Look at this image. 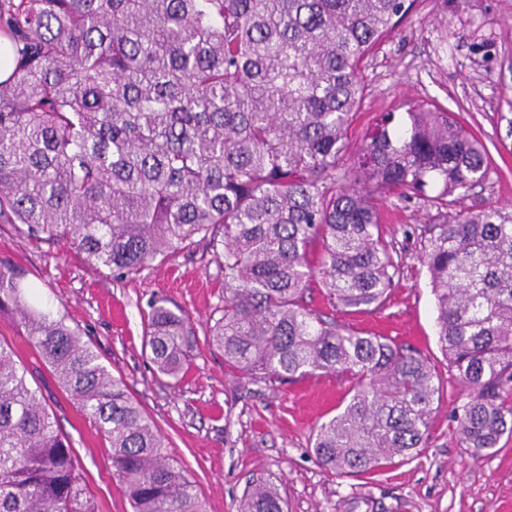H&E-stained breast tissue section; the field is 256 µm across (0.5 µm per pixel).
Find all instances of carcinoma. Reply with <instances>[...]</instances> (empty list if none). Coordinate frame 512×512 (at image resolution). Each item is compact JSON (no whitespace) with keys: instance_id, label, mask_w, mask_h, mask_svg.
Returning a JSON list of instances; mask_svg holds the SVG:
<instances>
[{"instance_id":"carcinoma-1","label":"carcinoma","mask_w":512,"mask_h":512,"mask_svg":"<svg viewBox=\"0 0 512 512\" xmlns=\"http://www.w3.org/2000/svg\"><path fill=\"white\" fill-rule=\"evenodd\" d=\"M415 0H0L12 70L0 81V221L63 242L119 279L203 246L224 271L208 343L255 382L349 378L345 407L314 454L364 474L427 445L435 375L420 352L365 336L306 305L318 283L336 309L383 305L399 262L378 190L436 209L422 262L438 342L467 401L454 412L474 459L512 435V214L448 216L489 176L485 146L427 101L385 114L355 152L348 130L361 64ZM16 321L111 448L133 512H206L164 436L27 273L0 261V316ZM190 318L162 300L144 347L179 380ZM0 512H99L67 436L14 348L0 341ZM238 512H288L251 485Z\"/></svg>"}]
</instances>
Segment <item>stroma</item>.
<instances>
[{
	"label": "stroma",
	"mask_w": 512,
	"mask_h": 512,
	"mask_svg": "<svg viewBox=\"0 0 512 512\" xmlns=\"http://www.w3.org/2000/svg\"><path fill=\"white\" fill-rule=\"evenodd\" d=\"M365 97L349 132L358 144L380 113L433 101L483 140L487 182L454 211L495 203L512 212V0H416L363 72ZM387 239L401 273L385 305L338 320L418 350L434 366L435 397L428 444L414 458L358 477L322 467L313 453L317 426L347 403L349 382L318 373L285 384L251 383L210 347L205 326L224 300V274L203 250L180 252L131 279L89 267L63 244L35 243L0 222V259L27 271L47 304H64L71 324L98 352L131 398L156 422L168 453L205 501L207 512H236L253 478L278 488L288 512H512V436L474 459L460 448L453 412L466 398L436 335L435 300L417 239L435 211L424 201L377 192ZM168 302L194 320L192 361L180 382L158 374L143 347L148 303ZM0 338L17 350L70 439L88 493L100 512H132L113 474L111 450L59 386L9 318Z\"/></svg>",
	"instance_id": "35a3bbf8"
}]
</instances>
